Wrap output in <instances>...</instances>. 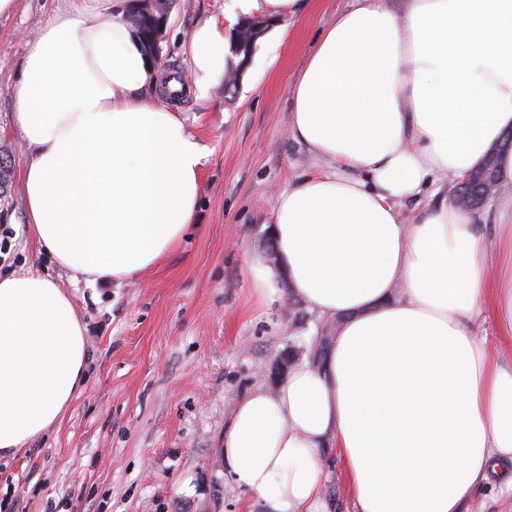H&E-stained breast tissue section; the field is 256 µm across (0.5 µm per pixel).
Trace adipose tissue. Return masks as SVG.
Returning <instances> with one entry per match:
<instances>
[{"instance_id":"obj_1","label":"adipose tissue","mask_w":512,"mask_h":512,"mask_svg":"<svg viewBox=\"0 0 512 512\" xmlns=\"http://www.w3.org/2000/svg\"><path fill=\"white\" fill-rule=\"evenodd\" d=\"M311 0H229L276 20ZM193 84L224 79L215 23L190 39ZM158 81L119 0H65L15 86L27 222L60 267L108 285L160 264L194 222L203 148L148 102ZM289 133L323 166L281 191L278 263L246 255L254 299L289 284L340 324L325 363L236 399L224 475L265 512H327L337 453L355 512H463L483 482L512 496V195L485 233L425 185L482 163L512 130V0H355L292 86ZM512 185V151H498ZM492 322L491 336L476 322ZM86 328L37 272L0 275V457L60 421L83 387Z\"/></svg>"}]
</instances>
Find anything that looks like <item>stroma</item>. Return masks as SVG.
Masks as SVG:
<instances>
[{
	"label": "stroma",
	"mask_w": 512,
	"mask_h": 512,
	"mask_svg": "<svg viewBox=\"0 0 512 512\" xmlns=\"http://www.w3.org/2000/svg\"><path fill=\"white\" fill-rule=\"evenodd\" d=\"M225 0H178L157 65L191 83L189 40L206 21L232 34ZM61 0H16L0 16V273L36 271L68 293L86 325V383L61 421L0 460V512H264L224 477V428L233 401L254 385L276 389L288 354L304 361L322 321L282 287L255 309L244 254L267 252L273 198L314 160L288 133L290 87L327 25L350 0H313L256 42L239 86L208 98L156 104L179 110L200 143L195 223L161 264L103 288L74 278L32 237L21 189L27 154L14 86L28 40Z\"/></svg>",
	"instance_id": "stroma-1"
}]
</instances>
